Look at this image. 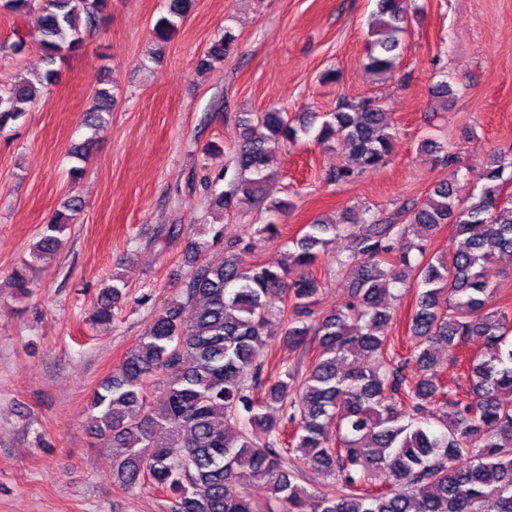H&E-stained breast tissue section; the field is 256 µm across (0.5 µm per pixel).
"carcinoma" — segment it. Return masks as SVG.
I'll return each instance as SVG.
<instances>
[{"label":"carcinoma","mask_w":512,"mask_h":512,"mask_svg":"<svg viewBox=\"0 0 512 512\" xmlns=\"http://www.w3.org/2000/svg\"><path fill=\"white\" fill-rule=\"evenodd\" d=\"M110 0H0V9L18 18L38 13L36 43L49 68L23 74L0 87V128L22 118L40 88L53 85L56 60L77 52L83 34L107 15ZM404 0H376L366 67L390 70L404 45ZM193 0H169L167 15L155 25L158 40L183 22ZM30 35L14 30L0 42V55L17 56ZM238 37L224 28L200 60L210 70L224 62ZM114 106L107 88L95 92L89 114L102 127ZM319 115L297 124L278 110L247 113L240 123L236 164L227 189L215 198L221 212L241 200L265 198L276 152L314 129ZM321 142L350 147L348 162L331 175L347 182L382 167L392 134L380 100L341 103L317 128ZM480 190L465 200L451 185L438 184L420 204L381 218L366 208L306 225L294 248L277 265L244 266L238 252L249 243L231 240L224 253L197 266L192 277L147 333L127 351L119 374L99 384L89 409V427L112 452V479L133 490L150 483L166 492L170 512H257L254 497L240 485L248 470L280 504V512H512V320L488 311L484 265L512 253V157L491 159ZM44 226L33 247L40 260L62 245L60 235L74 220L81 201ZM288 202L275 200L259 229L278 233L276 218ZM443 224L455 226L453 251L428 254L431 237ZM347 241L335 258L336 276L353 279L350 299L321 318H312L321 286L311 268L336 239ZM414 280L421 292L410 319L411 346L397 358L384 336L392 315L391 288ZM123 279L104 288L93 320H112L123 297ZM284 331L280 343L299 349L317 342L314 361L297 376L281 367L263 377L271 350V319ZM472 340L492 349L466 360L471 393L444 401L439 426L428 421L431 405L447 392L437 378L435 350L457 352ZM367 365L361 367L357 360ZM264 388L263 396L255 389ZM159 402H152V393ZM294 427L288 436V426ZM336 427L339 445L328 443ZM331 479L312 492L301 484L307 470ZM374 480L383 489L366 492Z\"/></svg>","instance_id":"1"}]
</instances>
